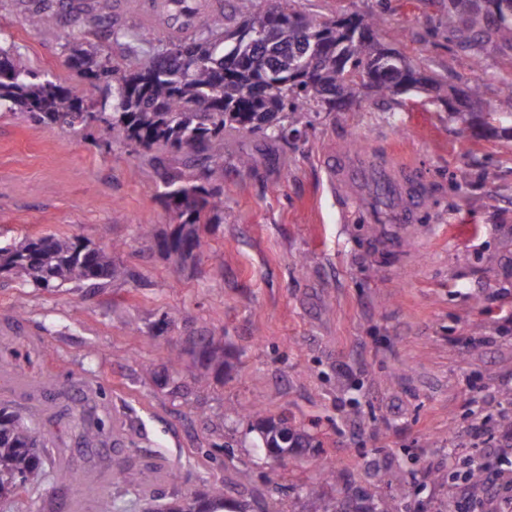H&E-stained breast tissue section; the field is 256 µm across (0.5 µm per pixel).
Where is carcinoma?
<instances>
[{"label":"carcinoma","mask_w":512,"mask_h":512,"mask_svg":"<svg viewBox=\"0 0 512 512\" xmlns=\"http://www.w3.org/2000/svg\"><path fill=\"white\" fill-rule=\"evenodd\" d=\"M55 20L56 12L49 8L31 13L28 24L39 31ZM448 39L463 49L512 46V0H448ZM172 46L168 58L153 54L128 66L104 62L97 50L81 43L69 47L71 67L104 86V111L96 113L87 111L84 100L63 84L39 79L0 50L9 66L0 75V104L37 124L67 126L85 138L97 126L112 141L137 152L207 159L205 183L174 171L163 185L162 196L179 220L163 243L174 265L203 254L207 243L202 225L224 219V135L286 142L301 137L321 114L366 98L394 100L428 82L440 94L458 93L446 82L425 78L420 67L386 45L378 18L352 14L324 19L295 9L293 0H272L267 6L259 0H237V20L226 23L224 15H212L190 40ZM448 117L479 136L512 138V114L499 118L498 127L480 125L478 115L470 111L453 109ZM118 248L65 234L25 237L0 245V273L51 291L100 288L128 277L127 269L114 259ZM165 364L171 392L181 388L185 376L197 388H205L228 367L223 337L204 336L195 348L169 354ZM41 415L37 406L24 414L0 407V498L16 497L45 478V436L36 428ZM245 416L255 419L257 446L281 459L284 449L274 447L275 430L287 418L265 416L257 405L225 409L229 419ZM72 423L89 444H104L112 437V425L100 416L89 421L81 412ZM151 474L175 479L144 463L112 471V483L139 488L143 512H248L246 505L224 498L219 485L203 497L164 508L155 504ZM56 479L94 485L90 475L79 478L68 465L57 469ZM301 491L308 512H349L328 509L318 483H308Z\"/></svg>","instance_id":"1"}]
</instances>
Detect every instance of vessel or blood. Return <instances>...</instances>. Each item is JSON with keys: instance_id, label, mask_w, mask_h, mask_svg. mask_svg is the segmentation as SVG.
I'll return each mask as SVG.
<instances>
[{"instance_id": "obj_1", "label": "vessel or blood", "mask_w": 512, "mask_h": 512, "mask_svg": "<svg viewBox=\"0 0 512 512\" xmlns=\"http://www.w3.org/2000/svg\"><path fill=\"white\" fill-rule=\"evenodd\" d=\"M108 7L114 22L147 29L170 41H186L193 37L201 20L223 11L224 0H189L185 5L179 0H110ZM336 184L353 191L364 185L379 186L406 198V206L397 208L392 215L397 224L412 222L409 203L421 200L426 190L410 169L375 167L360 155L337 162Z\"/></svg>"}]
</instances>
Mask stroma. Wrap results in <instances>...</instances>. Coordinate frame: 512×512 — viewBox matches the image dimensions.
<instances>
[{
  "label": "stroma",
  "mask_w": 512,
  "mask_h": 512,
  "mask_svg": "<svg viewBox=\"0 0 512 512\" xmlns=\"http://www.w3.org/2000/svg\"><path fill=\"white\" fill-rule=\"evenodd\" d=\"M38 0H0V48L85 102L101 85L77 73L66 45H97L123 63L145 48L108 41L69 18L33 31ZM323 18L374 13L424 76L465 87L482 80L479 112H512L498 76L512 49L473 53L448 38V0H295ZM353 154L411 167L430 198L411 224H395L385 195L336 190L338 158ZM251 156L252 168L238 157ZM206 160L140 154L98 136L36 126L0 107V242L67 233L119 244L126 280L97 290L47 291L0 274V405L44 408L45 429L71 467L97 475L112 512H142L130 489L112 485L128 459L176 474L152 485L164 501L210 485L251 512H305L300 488L323 463L337 473L328 502L358 490L388 498L393 471L408 478L402 512H443L448 451L472 445L474 425L494 429L512 412V139H474L448 119L447 104L420 91L370 99L322 116L307 134L276 147L253 136L224 148V221L208 250L185 268L136 228L171 233L177 219L161 196L168 173L203 175ZM180 309L171 324L162 311ZM221 336L231 369L205 390L171 393L164 359L184 339ZM123 427V442L91 448L71 430L87 385ZM258 404L311 428L319 447L282 463L256 448L251 420L225 408ZM50 476L0 512H97L98 496Z\"/></svg>",
  "instance_id": "35a3bbf8"
}]
</instances>
